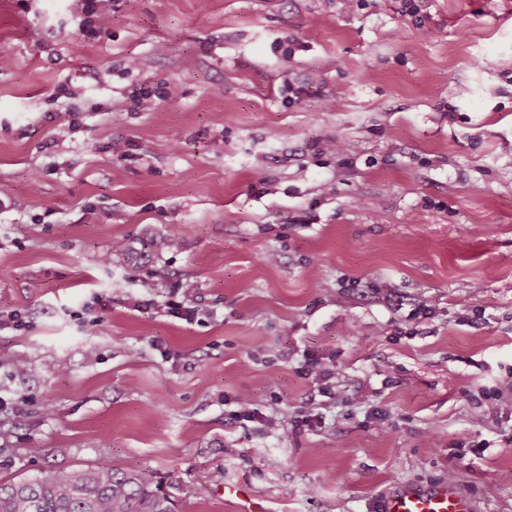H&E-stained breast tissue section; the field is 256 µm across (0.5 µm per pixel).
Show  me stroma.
I'll return each instance as SVG.
<instances>
[{"label":"stroma","instance_id":"35a3bbf8","mask_svg":"<svg viewBox=\"0 0 512 512\" xmlns=\"http://www.w3.org/2000/svg\"><path fill=\"white\" fill-rule=\"evenodd\" d=\"M94 5L0 0V311L26 324L0 332V479L175 471L174 512L453 483L512 512V0ZM130 249L149 262L99 263ZM186 278L192 324L160 311ZM308 351L367 403L286 433L230 416L302 405Z\"/></svg>","mask_w":512,"mask_h":512}]
</instances>
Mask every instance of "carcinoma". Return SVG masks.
<instances>
[{"mask_svg":"<svg viewBox=\"0 0 512 512\" xmlns=\"http://www.w3.org/2000/svg\"><path fill=\"white\" fill-rule=\"evenodd\" d=\"M0 512H172L162 487L107 465L0 481Z\"/></svg>","mask_w":512,"mask_h":512,"instance_id":"1","label":"carcinoma"}]
</instances>
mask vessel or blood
<instances>
[{
  "label": "vessel or blood",
  "instance_id": "1",
  "mask_svg": "<svg viewBox=\"0 0 512 512\" xmlns=\"http://www.w3.org/2000/svg\"><path fill=\"white\" fill-rule=\"evenodd\" d=\"M380 512H474L471 500L453 484L407 486L383 498Z\"/></svg>",
  "mask_w": 512,
  "mask_h": 512
}]
</instances>
